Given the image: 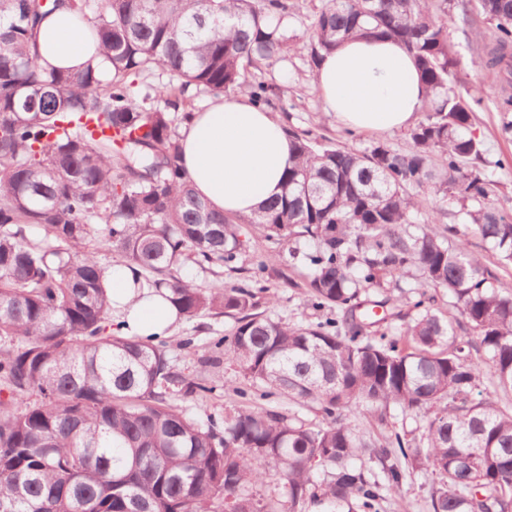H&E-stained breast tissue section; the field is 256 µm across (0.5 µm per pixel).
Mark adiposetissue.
Masks as SVG:
<instances>
[{"mask_svg":"<svg viewBox=\"0 0 512 512\" xmlns=\"http://www.w3.org/2000/svg\"><path fill=\"white\" fill-rule=\"evenodd\" d=\"M33 51L46 69L76 71L104 66L67 5L36 29ZM325 109L345 127L362 132L404 130L427 98L419 73L404 49L384 39H355L326 54L316 70ZM185 171L199 195L229 215H250L282 192L292 163V144L275 112L255 106L246 94L216 97L181 130ZM112 322L122 335L164 337L176 309L152 288L137 287L123 265L106 275Z\"/></svg>","mask_w":512,"mask_h":512,"instance_id":"obj_1","label":"adipose tissue"}]
</instances>
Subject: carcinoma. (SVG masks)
<instances>
[{"label":"carcinoma","instance_id":"1","mask_svg":"<svg viewBox=\"0 0 512 512\" xmlns=\"http://www.w3.org/2000/svg\"><path fill=\"white\" fill-rule=\"evenodd\" d=\"M495 25L485 66L512 112V0H474ZM90 26L108 67L45 71L32 54L48 7L0 0V512H378L402 498L391 461L436 475L429 512H512V408L479 397L484 372L512 394V292L465 239L416 224L422 190L463 206L466 234L512 261V219L480 204L487 190L469 132L480 98L454 91L460 59L448 0H329L309 32V65L354 37L397 42L428 91L407 129L413 151L340 146L286 129L293 161L283 191L250 219L214 211L182 163L179 128L191 90L245 92L286 108L275 85L248 68L285 57L289 0H67ZM159 70L168 83L142 85ZM442 159L436 167L435 159ZM271 245L249 269L242 225ZM314 241L308 301L330 317L307 324L258 311L261 273L283 245ZM117 254L181 319H235L210 345L250 382L241 405L200 421L171 399L203 397L214 382L178 371L166 341L112 331L106 269L90 244ZM193 265L219 277L209 290L184 278ZM414 268L448 294L457 315L419 293L410 321L382 294ZM278 396L314 403L322 420L267 409ZM352 404L387 430L346 418ZM423 415L421 437L385 410ZM276 472L288 500L267 485Z\"/></svg>","mask_w":512,"mask_h":512}]
</instances>
